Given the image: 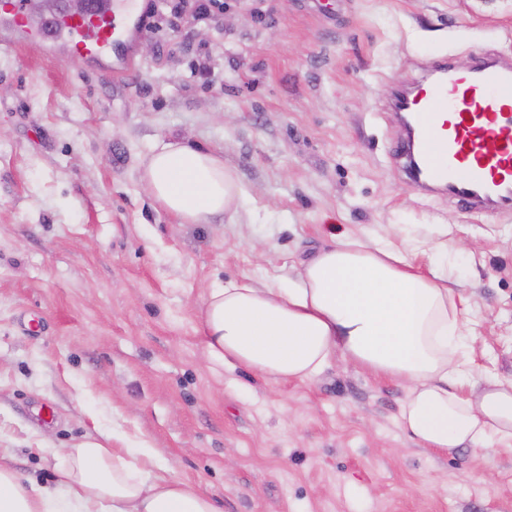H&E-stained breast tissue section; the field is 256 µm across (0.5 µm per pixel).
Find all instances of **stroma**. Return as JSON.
<instances>
[{
	"label": "stroma",
	"instance_id": "1",
	"mask_svg": "<svg viewBox=\"0 0 512 512\" xmlns=\"http://www.w3.org/2000/svg\"><path fill=\"white\" fill-rule=\"evenodd\" d=\"M159 26L115 77L0 53V458L57 483L58 449L151 448L219 512H512V447L440 453L403 386L336 360L275 384L210 361L209 291L287 281L334 238L448 227L477 383L512 379V212L424 195L394 157L393 90L430 61L512 67V0H224ZM168 141L215 152L235 213L182 224L141 183Z\"/></svg>",
	"mask_w": 512,
	"mask_h": 512
}]
</instances>
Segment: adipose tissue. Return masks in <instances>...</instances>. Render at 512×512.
<instances>
[{"label": "adipose tissue", "mask_w": 512, "mask_h": 512, "mask_svg": "<svg viewBox=\"0 0 512 512\" xmlns=\"http://www.w3.org/2000/svg\"><path fill=\"white\" fill-rule=\"evenodd\" d=\"M142 183L184 224L231 213L239 186L212 152L177 142L147 158ZM448 227L421 254L384 238L344 236L302 261L288 283L251 279L211 289L199 332L211 359L270 382L308 380L344 360L407 387L400 417L421 446L512 447V380L476 390L458 339L469 313L448 286ZM68 494L25 485L0 462V512H217L210 497L169 475L149 448L120 452L90 438L57 468Z\"/></svg>", "instance_id": "adipose-tissue-1"}]
</instances>
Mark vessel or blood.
Wrapping results in <instances>:
<instances>
[{
  "label": "vessel or blood",
  "instance_id": "vessel-or-blood-1",
  "mask_svg": "<svg viewBox=\"0 0 512 512\" xmlns=\"http://www.w3.org/2000/svg\"><path fill=\"white\" fill-rule=\"evenodd\" d=\"M134 2L87 0L82 15L61 6L34 22L23 0H0V51H64L116 74L132 72L133 46L146 32ZM391 108L411 127L397 155L415 183L471 211L512 209V67L436 64Z\"/></svg>",
  "mask_w": 512,
  "mask_h": 512
}]
</instances>
